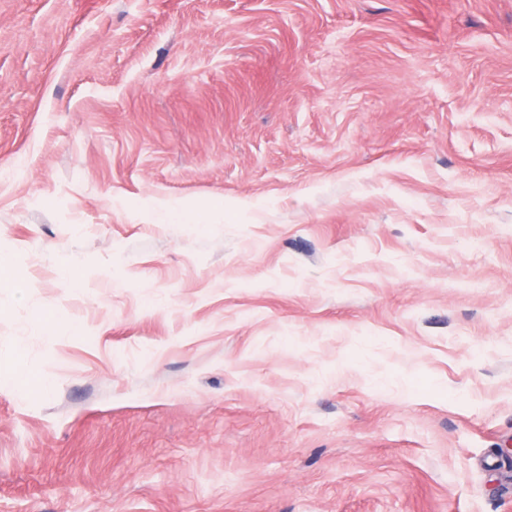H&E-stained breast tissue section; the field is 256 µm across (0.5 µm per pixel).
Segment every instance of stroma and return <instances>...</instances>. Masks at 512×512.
<instances>
[{
  "label": "stroma",
  "mask_w": 512,
  "mask_h": 512,
  "mask_svg": "<svg viewBox=\"0 0 512 512\" xmlns=\"http://www.w3.org/2000/svg\"><path fill=\"white\" fill-rule=\"evenodd\" d=\"M0 256V512H512V0H0ZM165 218H177L184 224H201L200 212L181 203H168L158 212Z\"/></svg>",
  "instance_id": "35a3bbf8"
}]
</instances>
